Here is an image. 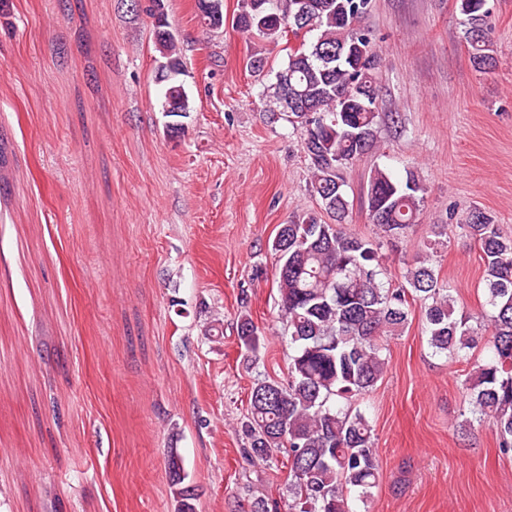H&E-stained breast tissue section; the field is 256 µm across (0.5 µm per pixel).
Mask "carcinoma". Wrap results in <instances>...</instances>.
<instances>
[{
  "label": "carcinoma",
  "instance_id": "obj_1",
  "mask_svg": "<svg viewBox=\"0 0 512 512\" xmlns=\"http://www.w3.org/2000/svg\"><path fill=\"white\" fill-rule=\"evenodd\" d=\"M241 0L234 23L246 38L277 44L288 29H305L299 45L288 48L287 65L266 87V111L304 130L302 143L312 172L310 192L322 213H305L280 225L272 241L277 257L279 311L288 336V379L264 378L251 388L250 415L243 423L251 457L266 461L288 449L292 502L288 512H352L351 495L362 500L379 481L373 428L351 398L376 386L388 360L385 338L404 329L412 303H423L430 347L448 359L470 364L463 388L478 421L495 430L499 447L512 450V237L490 215L470 212L463 229L479 249L488 310L457 314L449 289L439 284L430 256L448 244L450 224L434 225L429 256L407 270L405 287L384 285L383 242L405 235L417 220L424 192L409 172L400 180L382 169L371 172L366 189L377 239L347 228L350 203L343 171L377 147L378 73L381 57L364 20L372 0H304L298 17L287 4ZM487 0H458L466 16L464 39L472 66H494L492 29L485 24ZM154 18V43L168 67L157 73L163 84L162 109L184 117L191 100L176 77L183 60L165 18ZM239 344L252 357L263 342L249 315L237 323ZM486 339L489 355L471 357ZM168 476L178 512H195L196 489L185 484L183 461L172 449Z\"/></svg>",
  "mask_w": 512,
  "mask_h": 512
}]
</instances>
